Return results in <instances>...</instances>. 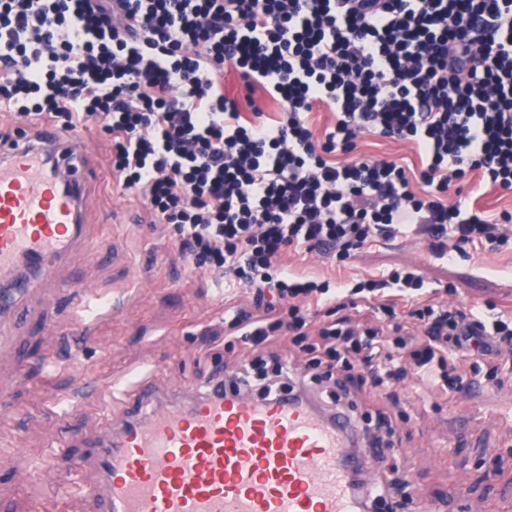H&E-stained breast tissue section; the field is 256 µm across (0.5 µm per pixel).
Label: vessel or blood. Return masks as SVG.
I'll list each match as a JSON object with an SVG mask.
<instances>
[{"label": "vessel or blood", "instance_id": "b4317fda", "mask_svg": "<svg viewBox=\"0 0 512 512\" xmlns=\"http://www.w3.org/2000/svg\"><path fill=\"white\" fill-rule=\"evenodd\" d=\"M52 125L0 139V315L76 257L94 169ZM348 424L285 397L247 399L223 379L176 406L148 388L120 426L85 437L97 512H357Z\"/></svg>", "mask_w": 512, "mask_h": 512}]
</instances>
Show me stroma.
<instances>
[{
	"label": "stroma",
	"mask_w": 512,
	"mask_h": 512,
	"mask_svg": "<svg viewBox=\"0 0 512 512\" xmlns=\"http://www.w3.org/2000/svg\"><path fill=\"white\" fill-rule=\"evenodd\" d=\"M83 151L98 171L88 189L86 252L60 262L54 285L26 296L0 328V435L19 437L18 445L0 446V512H40L54 495L63 499L62 512H95L88 489L97 476L91 469L73 474L72 461L84 450L69 434L94 433L108 418L121 425L141 386L167 391L177 383L168 399L184 403L205 391L216 368L232 373L244 359L241 342L212 345L208 338L223 331L225 305L248 303L247 289L225 287L206 269L188 271L171 231L154 226L141 203L113 190L108 142L94 139ZM358 151L373 160H399L414 173L421 167L407 142L364 134ZM286 260L333 284L344 275L376 279L416 266L424 295L434 301H467L489 321L512 312V241L496 251L469 243L446 260L412 235L378 239L343 271L316 253L291 251ZM79 283L99 299L87 314L70 300V286ZM50 358L56 364L48 370L43 362ZM468 378L463 394L434 397L418 383L396 405L368 389L349 401L356 415H390L401 447L386 466L408 479L413 502L437 501L440 512H512V376L491 375L473 359ZM75 392L77 410L67 405ZM46 461L49 483L40 474ZM383 467L365 468L367 485L379 482ZM20 473L28 474L27 483L17 482ZM461 489L467 496L459 501Z\"/></svg>",
	"instance_id": "35a3bbf8"
}]
</instances>
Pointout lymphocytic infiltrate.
I'll return each mask as SVG.
<instances>
[{"label": "lymphocytic infiltrate", "mask_w": 512, "mask_h": 512, "mask_svg": "<svg viewBox=\"0 0 512 512\" xmlns=\"http://www.w3.org/2000/svg\"><path fill=\"white\" fill-rule=\"evenodd\" d=\"M228 66L277 103L274 118H246L225 95ZM0 102L17 118L105 135L113 186L174 227L188 267L250 289L252 309L224 312L248 349L234 385L276 393L267 377L288 364L273 333L304 341L314 310L347 309L363 291L380 321L318 326L306 347L314 380L354 374L394 402L411 377L467 389L460 363L474 349L492 371L512 367L511 322L462 304L401 308L424 285L418 269L348 291L283 263L293 250L345 267L374 239L407 232L442 257L453 241L505 242L511 212L448 200L474 180L512 191L504 0H0ZM322 109L334 122L318 134L309 116ZM365 132L414 144L418 177L357 155Z\"/></svg>", "instance_id": "f902f5d3"}]
</instances>
